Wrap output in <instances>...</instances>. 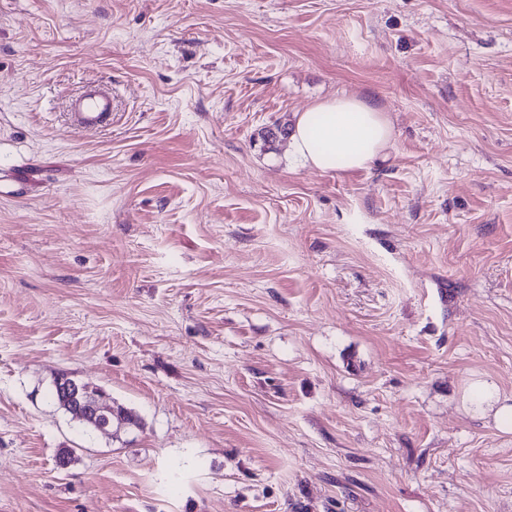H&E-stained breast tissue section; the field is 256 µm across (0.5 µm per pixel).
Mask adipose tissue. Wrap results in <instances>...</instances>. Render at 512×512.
I'll return each instance as SVG.
<instances>
[{
  "label": "adipose tissue",
  "mask_w": 512,
  "mask_h": 512,
  "mask_svg": "<svg viewBox=\"0 0 512 512\" xmlns=\"http://www.w3.org/2000/svg\"><path fill=\"white\" fill-rule=\"evenodd\" d=\"M392 138L386 112L368 99L340 94L299 115L290 151L304 165L348 172L366 168Z\"/></svg>",
  "instance_id": "ef3b65f1"
}]
</instances>
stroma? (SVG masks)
Returning a JSON list of instances; mask_svg holds the SVG:
<instances>
[{
  "mask_svg": "<svg viewBox=\"0 0 512 512\" xmlns=\"http://www.w3.org/2000/svg\"><path fill=\"white\" fill-rule=\"evenodd\" d=\"M339 93L369 168L261 139ZM505 403L512 0H0V512H512ZM73 123L86 130L96 131L112 122V96L99 86H88L70 102ZM57 383L63 388L62 393L65 395L61 402L71 411L75 419L89 422L101 433H110L117 421L122 425H129L128 422L121 420L118 409H112V399L106 391L90 388L76 379H71L70 376L60 375ZM57 383L54 381L50 393L51 399L56 403L62 397Z\"/></svg>",
  "mask_w": 512,
  "mask_h": 512,
  "instance_id": "1",
  "label": "stroma"
}]
</instances>
